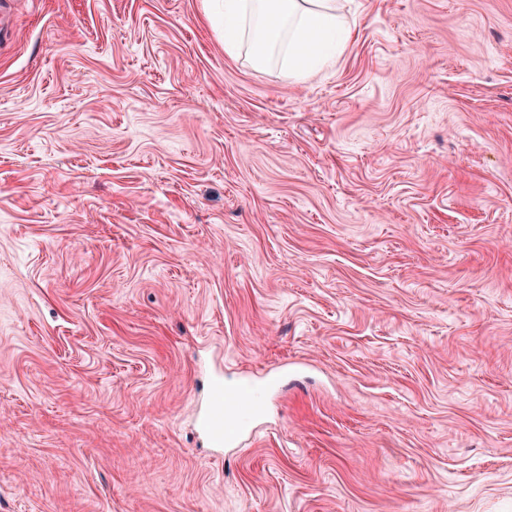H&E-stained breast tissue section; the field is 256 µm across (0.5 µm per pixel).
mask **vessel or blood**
<instances>
[{"label":"vessel or blood","mask_w":512,"mask_h":512,"mask_svg":"<svg viewBox=\"0 0 512 512\" xmlns=\"http://www.w3.org/2000/svg\"><path fill=\"white\" fill-rule=\"evenodd\" d=\"M262 403L261 392L253 386H242L230 395L225 394L221 386H214L200 426L214 446H224L245 430Z\"/></svg>","instance_id":"1"}]
</instances>
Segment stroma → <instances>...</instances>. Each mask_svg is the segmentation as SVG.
Wrapping results in <instances>:
<instances>
[{"mask_svg": "<svg viewBox=\"0 0 512 512\" xmlns=\"http://www.w3.org/2000/svg\"><path fill=\"white\" fill-rule=\"evenodd\" d=\"M338 5L297 81L208 0H16L0 512H512V0ZM262 403L261 392L253 386H242L235 393L224 396L221 385L216 384L200 426L215 447H223L245 430Z\"/></svg>", "mask_w": 512, "mask_h": 512, "instance_id": "35a3bbf8", "label": "stroma"}]
</instances>
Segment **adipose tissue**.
I'll use <instances>...</instances> for the list:
<instances>
[{"label":"adipose tissue","instance_id":"1","mask_svg":"<svg viewBox=\"0 0 512 512\" xmlns=\"http://www.w3.org/2000/svg\"><path fill=\"white\" fill-rule=\"evenodd\" d=\"M348 26L336 0H224V49L247 50L260 67L273 59L303 78L335 58Z\"/></svg>","mask_w":512,"mask_h":512}]
</instances>
